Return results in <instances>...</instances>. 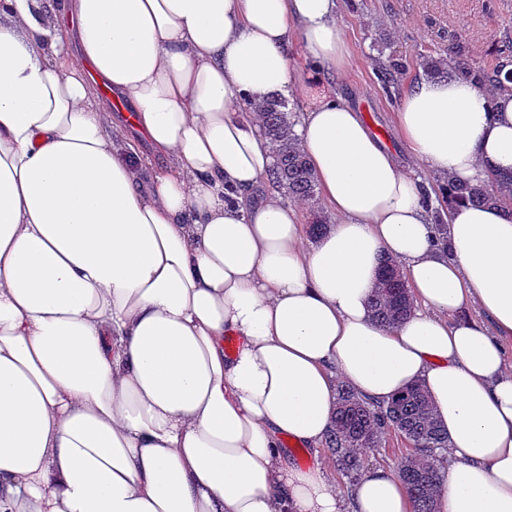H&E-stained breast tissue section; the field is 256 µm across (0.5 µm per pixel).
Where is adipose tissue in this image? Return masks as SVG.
I'll return each mask as SVG.
<instances>
[{"label":"adipose tissue","instance_id":"obj_1","mask_svg":"<svg viewBox=\"0 0 512 512\" xmlns=\"http://www.w3.org/2000/svg\"><path fill=\"white\" fill-rule=\"evenodd\" d=\"M338 8L0 0V512H413L391 468L346 501L324 464L286 465L284 441H328L340 379L373 404L422 382L452 459L439 512H512V217L445 208L440 242L423 187L324 82L352 55ZM294 89L337 218L310 245L247 109ZM131 128L163 170L120 149ZM395 133L440 182H491L512 92L417 77ZM385 259L416 305L393 329L368 309Z\"/></svg>","mask_w":512,"mask_h":512}]
</instances>
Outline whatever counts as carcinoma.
Instances as JSON below:
<instances>
[{
  "label": "carcinoma",
  "instance_id": "1",
  "mask_svg": "<svg viewBox=\"0 0 512 512\" xmlns=\"http://www.w3.org/2000/svg\"><path fill=\"white\" fill-rule=\"evenodd\" d=\"M421 64L431 76L454 75L480 86L512 83V71L489 72L446 47L421 60ZM401 69L402 62L393 57L378 62V71L386 86L392 84ZM250 109L259 117L262 132L273 146V183L292 198L313 199L316 176L299 138L293 133L294 120L286 101L282 98L255 100L250 103ZM447 202L496 206L512 216V171L495 177L489 184L451 181ZM412 305L405 277L400 275L397 264L385 261L369 299L372 318L383 328H394L407 317ZM388 429L401 435L412 448V453L400 461L399 472L414 512H438L444 471L433 460V450L448 447V435L424 386L413 384L382 406L364 402L345 384L338 386L337 415L329 448L336 454L339 470L352 481H357L360 475L363 451L378 447L382 434Z\"/></svg>",
  "mask_w": 512,
  "mask_h": 512
}]
</instances>
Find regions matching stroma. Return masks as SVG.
<instances>
[{"mask_svg":"<svg viewBox=\"0 0 512 512\" xmlns=\"http://www.w3.org/2000/svg\"><path fill=\"white\" fill-rule=\"evenodd\" d=\"M338 19L353 56L336 79L337 95L362 110L406 173L436 189L433 175L411 158L394 133L402 91L421 73L422 56L441 46L462 51L471 63L490 71L512 69V0H341ZM392 54L405 70L388 87L376 63Z\"/></svg>","mask_w":512,"mask_h":512,"instance_id":"1","label":"stroma"}]
</instances>
